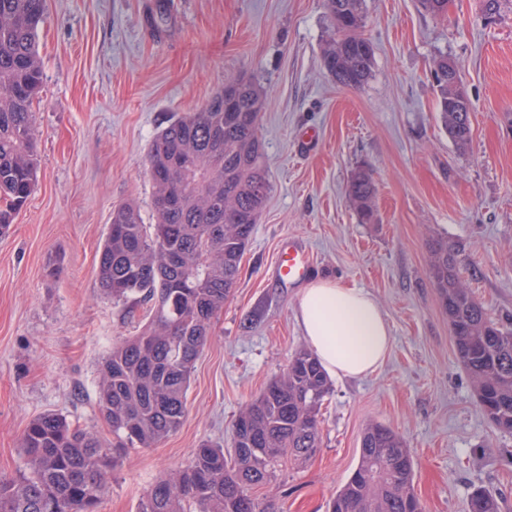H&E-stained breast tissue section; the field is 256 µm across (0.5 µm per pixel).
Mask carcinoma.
<instances>
[{
	"instance_id": "cac0c4a2",
	"label": "carcinoma",
	"mask_w": 512,
	"mask_h": 512,
	"mask_svg": "<svg viewBox=\"0 0 512 512\" xmlns=\"http://www.w3.org/2000/svg\"><path fill=\"white\" fill-rule=\"evenodd\" d=\"M46 0H0V231L35 190L33 104L42 71L37 29ZM333 31L322 66L337 85L358 88L372 76L374 51L363 35L366 0H326ZM435 64L440 121L457 150H467L471 102L460 71ZM228 86L198 110L162 128L148 151L156 223L136 205L112 212L99 251L98 288L115 303H152V318L112 346L99 366L98 409L116 442L45 413L26 427L21 448L27 473L0 481V512H97L112 471L130 448H152L175 433L187 412L195 363L213 321L240 275L241 259L270 183L259 135L266 103L252 81ZM347 196L364 224L375 220V185L360 169ZM429 275L448 317L458 361L484 413L512 433V328L492 320L462 280L455 248L437 240ZM331 392L327 373L308 350L242 409L231 449L204 442L188 464L161 475L138 512H276L251 495L277 481L282 467L303 463L321 447L319 415ZM415 460L404 438L372 424L359 460L329 503V512H422ZM469 512H501L498 497L471 494Z\"/></svg>"
}]
</instances>
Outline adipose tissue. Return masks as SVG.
Segmentation results:
<instances>
[{
	"mask_svg": "<svg viewBox=\"0 0 512 512\" xmlns=\"http://www.w3.org/2000/svg\"><path fill=\"white\" fill-rule=\"evenodd\" d=\"M296 318L309 349L333 378L374 373L391 346L386 316L362 288L313 280L300 293Z\"/></svg>",
	"mask_w": 512,
	"mask_h": 512,
	"instance_id": "ef3b65f1",
	"label": "adipose tissue"
}]
</instances>
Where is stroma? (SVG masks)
I'll return each mask as SVG.
<instances>
[{"mask_svg":"<svg viewBox=\"0 0 512 512\" xmlns=\"http://www.w3.org/2000/svg\"><path fill=\"white\" fill-rule=\"evenodd\" d=\"M366 5L373 76L351 89L322 68L325 0H46L38 182L0 234V479L25 473L20 439L42 414L111 442L99 364L150 318L147 303L129 310L100 294L97 255L112 212L132 202L154 223L152 140L246 75L267 93L266 205L195 363L182 426L155 447L129 449L98 512H137L152 483L203 441L230 444L239 412L305 348L300 291L274 267L288 238L309 251L312 278L373 295L392 345L374 374L333 380L316 456L255 489L258 501L327 512L358 463L363 431L381 423L413 453L424 512H467L477 489L512 512V435L482 412L428 274L431 241L454 244L474 297L512 323V0L491 16L486 0H450L442 16L418 0ZM442 56L459 63L473 106L463 153L438 118L431 69ZM310 128L318 145L297 152ZM362 166L376 187L371 224L346 194Z\"/></svg>","mask_w":512,"mask_h":512,"instance_id":"stroma-1","label":"stroma"}]
</instances>
